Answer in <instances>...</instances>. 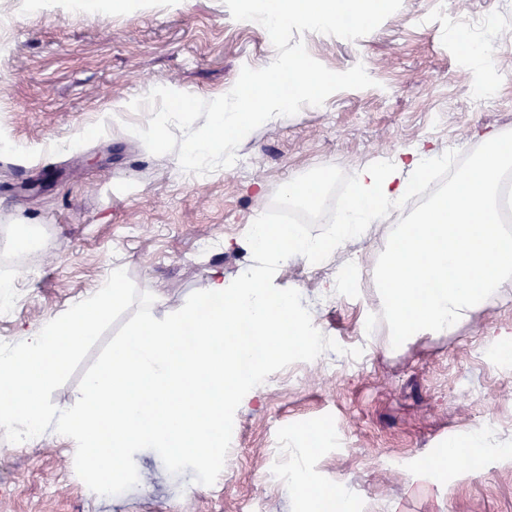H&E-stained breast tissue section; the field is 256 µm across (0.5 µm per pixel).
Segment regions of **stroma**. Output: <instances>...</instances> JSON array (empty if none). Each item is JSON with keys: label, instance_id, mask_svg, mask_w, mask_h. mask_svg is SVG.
Instances as JSON below:
<instances>
[{"label": "stroma", "instance_id": "1", "mask_svg": "<svg viewBox=\"0 0 512 512\" xmlns=\"http://www.w3.org/2000/svg\"><path fill=\"white\" fill-rule=\"evenodd\" d=\"M0 0V241L44 232L45 246L22 255L34 278H20L0 341L15 343L92 294L120 264L139 291L154 295L156 318L179 310L210 270L233 281L252 264L245 227L271 205L276 189L332 164L349 174L364 164L425 145L464 153L484 127L512 131V0H402L366 36L349 41L308 32L309 54L343 72L363 64L374 87L343 90L317 109L264 123L239 144L237 169L182 171L176 153L151 154L128 130L149 111L128 104L162 86L211 100L229 92L242 67L269 65L267 32L234 20L223 0ZM470 36L494 42L486 63L463 59L455 18ZM494 78L495 101L482 106L472 85ZM77 150L57 151V143ZM387 223L348 241L302 281V262L275 279L300 292L314 326L337 342L355 341L366 360H313L279 371L239 406L235 463L213 485L193 470L170 474L160 456L135 454L139 482L105 497L75 471L72 441L53 431L26 443L0 437V512H299L297 469H312L318 491L341 488L352 512H512V369L490 353L512 340V288L445 336L392 347L361 329L377 289L329 301L337 270L373 261ZM330 423L329 447L302 448V428ZM490 428L485 474L458 466L423 470L442 448L465 447L478 425Z\"/></svg>", "mask_w": 512, "mask_h": 512}]
</instances>
